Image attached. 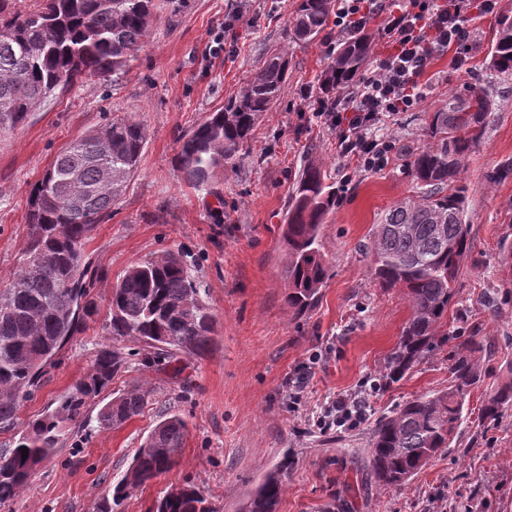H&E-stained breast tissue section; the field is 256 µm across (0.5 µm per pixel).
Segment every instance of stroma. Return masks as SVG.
I'll return each mask as SVG.
<instances>
[{"mask_svg":"<svg viewBox=\"0 0 512 512\" xmlns=\"http://www.w3.org/2000/svg\"><path fill=\"white\" fill-rule=\"evenodd\" d=\"M238 6V0H187L177 12L160 11L121 79L56 92L24 127L0 140L1 283L19 265L30 190L58 151L117 115L134 116L148 130L137 172L85 246L99 272L97 312L79 323L48 367L21 408V422L52 410L85 374L105 341L100 325L111 288L131 264L166 248L183 251L197 261L217 319L210 350L184 358L180 375L130 361L104 395L150 383L145 413L65 444L0 512H93L96 498L123 475L141 439L168 409L188 427L178 462L130 497L124 512H149L170 487L187 482L199 484L221 512H239L265 471L284 460L287 491L279 512H324L344 491L352 512H465L472 501L478 512H512V410L491 425L479 415L486 385L495 381L500 361L512 358V174L487 181L492 171L512 167V79L493 80L487 68L495 16L470 13V70L456 68L453 52L435 57L424 76L427 97L375 129L395 144L388 164L360 171L338 155L334 126L302 94L341 35L326 44L291 41L296 0H253L242 17ZM219 33L224 48L216 52ZM283 47L286 94L264 113L236 167L221 179L222 199L185 185L174 164L181 138L223 108L267 52ZM481 79L492 84L493 112L482 142L462 161L472 249L445 316L448 334L438 351L387 387L378 369L410 311L371 277V229L397 200L417 194L408 152L427 144L429 113ZM311 157L341 193L322 235L329 280L313 310L297 318L284 299L279 226L291 182ZM474 326L494 356L484 384L470 390L449 450L404 488L376 493L366 485L365 470L372 430L405 402L447 388L450 361ZM301 371L309 383L295 406L288 391ZM340 396L365 397L366 414L355 427L325 428L323 410Z\"/></svg>","mask_w":512,"mask_h":512,"instance_id":"stroma-1","label":"stroma"}]
</instances>
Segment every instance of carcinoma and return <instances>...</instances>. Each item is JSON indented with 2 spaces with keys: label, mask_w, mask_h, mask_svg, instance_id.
Instances as JSON below:
<instances>
[{
  "label": "carcinoma",
  "mask_w": 512,
  "mask_h": 512,
  "mask_svg": "<svg viewBox=\"0 0 512 512\" xmlns=\"http://www.w3.org/2000/svg\"><path fill=\"white\" fill-rule=\"evenodd\" d=\"M17 0H0V137L23 127L38 106L75 83L116 81L147 42L162 6L157 0H32L24 12ZM334 0H301L290 39L324 42ZM372 35L363 30L344 40L317 76L313 92L350 87L368 64ZM489 69L512 74V6L497 18ZM288 53L274 51L224 102L183 139L175 157L181 179L210 192L234 168L262 114L283 97ZM492 112L487 92L470 84L430 113L429 143L411 153L420 194L402 198L373 225L371 276L395 290L410 315L380 377L401 381L438 346L444 316L456 296V281L472 248L466 221V186L461 161L480 143ZM148 130L131 116H116L59 152L32 188L27 203L28 239L17 271L0 286V432L15 428L22 403L47 364L94 313L90 298L99 277L84 247L100 220L112 213L122 186L136 172ZM336 184L315 159L292 183L280 224L285 259V302L295 316L317 303L329 279L321 232L336 211ZM216 316L182 253L164 249L129 266L112 286L106 335L139 345L143 366H169L178 356H201L211 346ZM485 346L471 334L452 359L451 385L422 394L384 417L367 443L370 479L381 493L406 485L431 460L450 448L463 422L468 391L480 382ZM124 348L104 345L87 373L59 399L54 410L26 423L12 448L0 451V507L19 497L40 466L75 433L88 426L89 404L129 364ZM151 391L133 388L112 397L97 413L101 428L119 427L140 416ZM512 409V363L483 397L482 420L496 422ZM187 434L184 418L171 410L141 441L125 473L95 503L94 512H122L135 491L176 464ZM27 458H22L23 448ZM285 463L266 471L241 512H278L285 491ZM152 512H218L201 487L168 489Z\"/></svg>",
  "instance_id": "carcinoma-1"
}]
</instances>
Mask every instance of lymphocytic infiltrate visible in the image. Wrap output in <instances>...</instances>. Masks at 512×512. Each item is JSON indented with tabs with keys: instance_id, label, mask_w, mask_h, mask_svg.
I'll use <instances>...</instances> for the list:
<instances>
[{
	"instance_id": "obj_1",
	"label": "lymphocytic infiltrate",
	"mask_w": 512,
	"mask_h": 512,
	"mask_svg": "<svg viewBox=\"0 0 512 512\" xmlns=\"http://www.w3.org/2000/svg\"><path fill=\"white\" fill-rule=\"evenodd\" d=\"M470 8L471 0H397L381 27L392 49L376 56L370 78L348 89L350 111L340 110L335 103L320 106V115L336 128L341 156L367 170L386 166L394 144L378 138L375 126L383 117L418 105L425 98L427 86L422 78L435 55L455 48L460 52L456 66L468 65L461 51L472 39L467 25Z\"/></svg>"
}]
</instances>
